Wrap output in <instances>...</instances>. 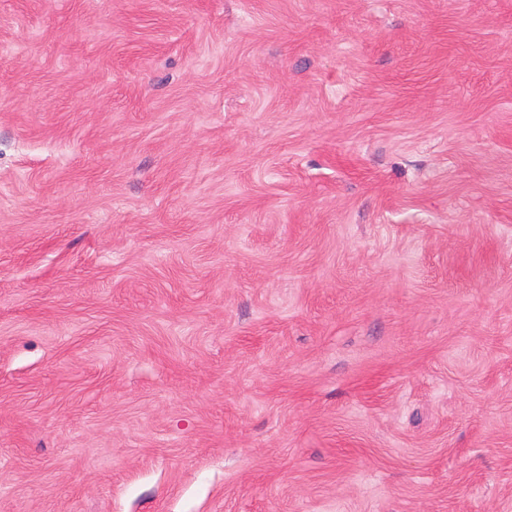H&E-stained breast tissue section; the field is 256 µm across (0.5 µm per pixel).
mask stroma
<instances>
[{"mask_svg":"<svg viewBox=\"0 0 512 512\" xmlns=\"http://www.w3.org/2000/svg\"><path fill=\"white\" fill-rule=\"evenodd\" d=\"M0 512H512V0H0Z\"/></svg>","mask_w":512,"mask_h":512,"instance_id":"35a3bbf8","label":"stroma"}]
</instances>
